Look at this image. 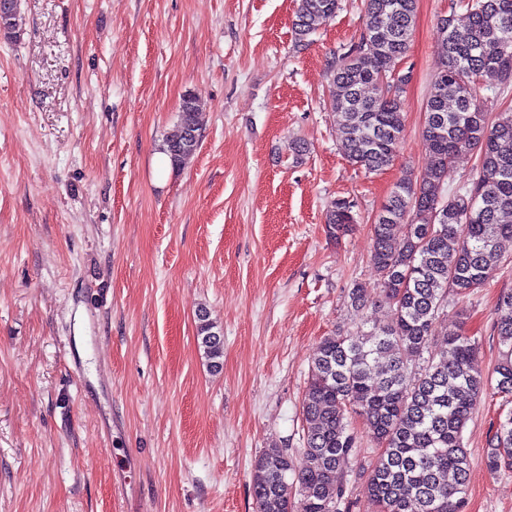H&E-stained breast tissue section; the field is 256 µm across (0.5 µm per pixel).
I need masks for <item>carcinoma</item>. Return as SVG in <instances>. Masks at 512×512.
Returning <instances> with one entry per match:
<instances>
[{"label":"carcinoma","mask_w":512,"mask_h":512,"mask_svg":"<svg viewBox=\"0 0 512 512\" xmlns=\"http://www.w3.org/2000/svg\"><path fill=\"white\" fill-rule=\"evenodd\" d=\"M440 19L445 56L425 105L423 137L434 165L401 178L372 225L370 261L392 308L390 320L368 325L367 291L348 293L362 323L346 335L323 338L313 355L302 400L304 447L270 448L251 470L255 512H343L357 455L361 419L381 453L368 479L371 512H462L470 459L464 431L488 386L478 366V340L463 323H448V294L464 297L504 265L499 243L512 238V112L490 120L484 92L512 82V0H462ZM341 9V0H301L293 21L302 46ZM417 0H365L360 35L329 63V107L344 134L349 160L372 173L390 165L403 132L402 96L411 68L396 83L387 75L410 48ZM374 86L375 96L364 89ZM203 121L186 94L177 128L161 151L172 168L199 148ZM476 149L479 164L458 191L444 194L448 164ZM354 204L334 200L326 212L329 236L356 223ZM197 336L211 371L222 368L221 332L200 309ZM501 359L495 394L512 400V292L494 309ZM445 350L428 353L436 332ZM485 463L512 468V410L498 427Z\"/></svg>","instance_id":"cac0c4a2"}]
</instances>
